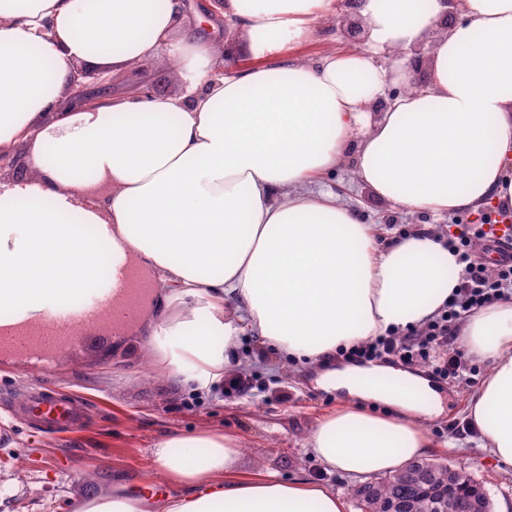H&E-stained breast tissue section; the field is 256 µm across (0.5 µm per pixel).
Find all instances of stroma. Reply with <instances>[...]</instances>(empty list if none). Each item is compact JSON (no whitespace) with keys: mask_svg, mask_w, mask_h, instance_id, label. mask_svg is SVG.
<instances>
[{"mask_svg":"<svg viewBox=\"0 0 512 512\" xmlns=\"http://www.w3.org/2000/svg\"><path fill=\"white\" fill-rule=\"evenodd\" d=\"M340 13L317 25L313 40L292 46L291 56L312 60L325 49H350ZM320 190L336 193L361 220L377 224L387 242L403 231L429 228L448 238L460 225L484 218L512 223V212L495 206L464 210L448 218L410 213L378 201L357 181L352 165L327 175ZM165 305L154 299L138 327L113 335L96 353L58 362L51 373L23 362H0V393L47 385L82 401L87 417L69 433H42L10 419L0 410V512H77L81 497L128 494L154 484L173 493L152 462L151 447L168 433H221L240 443L237 474L270 473L284 480H309L350 498L351 479L326 469L306 448V440L324 415L335 411L340 396L321 388L314 368L289 361L245 329L238 345L241 368L251 374L254 395L224 396L169 380L144 347L151 326ZM473 385L437 380L444 412L428 425L439 444L434 460L465 468L488 491L495 512H512V469L501 467L479 435L454 436L446 428L465 422V405L476 392L485 367L474 363Z\"/></svg>","mask_w":512,"mask_h":512,"instance_id":"35a3bbf8","label":"stroma"}]
</instances>
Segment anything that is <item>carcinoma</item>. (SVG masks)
<instances>
[{
    "label": "carcinoma",
    "instance_id": "cac0c4a2",
    "mask_svg": "<svg viewBox=\"0 0 512 512\" xmlns=\"http://www.w3.org/2000/svg\"><path fill=\"white\" fill-rule=\"evenodd\" d=\"M359 512H453L461 499L490 508L483 486L463 470L426 460L351 488Z\"/></svg>",
    "mask_w": 512,
    "mask_h": 512
}]
</instances>
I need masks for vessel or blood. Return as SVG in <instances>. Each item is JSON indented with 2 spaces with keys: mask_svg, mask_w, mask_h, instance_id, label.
I'll use <instances>...</instances> for the list:
<instances>
[{
  "mask_svg": "<svg viewBox=\"0 0 512 512\" xmlns=\"http://www.w3.org/2000/svg\"><path fill=\"white\" fill-rule=\"evenodd\" d=\"M149 282L135 267L128 243L112 244L105 288L91 301L60 307L48 315H18L0 324V360L18 357L47 366L96 352L117 328L135 326L149 295ZM14 408L37 431H74L85 420V405L71 395L43 388L13 398Z\"/></svg>",
  "mask_w": 512,
  "mask_h": 512,
  "instance_id": "1",
  "label": "vessel or blood"
}]
</instances>
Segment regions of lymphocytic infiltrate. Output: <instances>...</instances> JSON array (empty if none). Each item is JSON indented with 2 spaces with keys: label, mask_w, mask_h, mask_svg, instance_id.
<instances>
[{
  "label": "lymphocytic infiltrate",
  "mask_w": 512,
  "mask_h": 512,
  "mask_svg": "<svg viewBox=\"0 0 512 512\" xmlns=\"http://www.w3.org/2000/svg\"><path fill=\"white\" fill-rule=\"evenodd\" d=\"M463 265L456 294L419 330L381 336L345 350L346 358L363 362L397 359L430 368L433 375L468 381L469 368L457 345L459 324L487 304L512 297V250L484 224L464 225L448 241Z\"/></svg>",
  "instance_id": "lymphocytic-infiltrate-1"
}]
</instances>
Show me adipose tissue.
<instances>
[{"label": "adipose tissue", "mask_w": 512, "mask_h": 512, "mask_svg": "<svg viewBox=\"0 0 512 512\" xmlns=\"http://www.w3.org/2000/svg\"><path fill=\"white\" fill-rule=\"evenodd\" d=\"M334 0H220L215 11L260 57L224 76L221 45L181 0H0V314L51 312L108 271L112 237L164 291L147 347L174 380L222 386L243 327L320 371L342 404L306 446L349 478L383 475L435 452L442 411L428 379L340 350L420 329L453 296L463 266L424 230L380 244L373 225L312 184L352 164L375 199L449 217L512 207V0H457L432 37L440 0H361L366 45L288 57ZM430 42L424 86L404 55ZM169 47L178 95L73 99L77 65L107 77ZM394 56L393 69L375 55ZM408 90L386 101L390 82ZM486 373L466 413L496 461L512 467V298L459 327ZM385 406L366 412L367 403ZM239 442L167 434L151 449L179 487L163 512H345L305 480L239 479Z\"/></svg>", "instance_id": "obj_1"}]
</instances>
